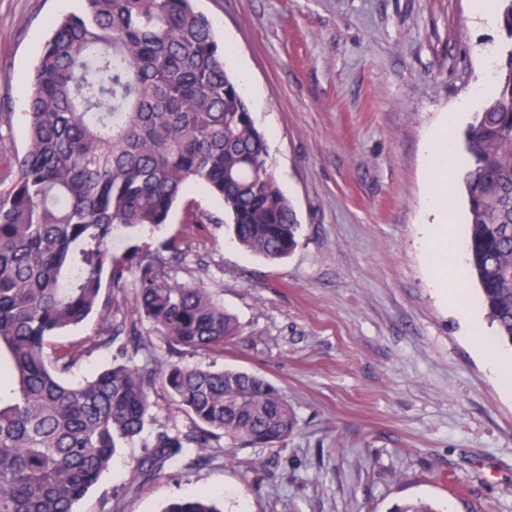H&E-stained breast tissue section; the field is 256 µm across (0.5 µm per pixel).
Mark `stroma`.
<instances>
[{
    "label": "stroma",
    "instance_id": "35a3bbf8",
    "mask_svg": "<svg viewBox=\"0 0 512 512\" xmlns=\"http://www.w3.org/2000/svg\"><path fill=\"white\" fill-rule=\"evenodd\" d=\"M471 0H195L233 52L229 65L269 163L301 226L288 257L242 249L224 208L200 185L185 201L215 221L167 224L115 241L117 253L177 239L178 282L208 288L240 325L223 355L178 362L237 369L273 383L295 426L274 448L192 452L140 487L132 467L162 432L195 423L162 383L145 431L126 443L76 512H162L211 492L223 512H512V394L470 337L496 336L474 277L466 328L435 288L420 243L436 191L424 157L447 118L457 132L483 107L473 96L503 42ZM81 0H0V175L27 136L26 97L41 46ZM467 111H460L462 102ZM125 338L81 357L78 383L112 363H142Z\"/></svg>",
    "mask_w": 512,
    "mask_h": 512
}]
</instances>
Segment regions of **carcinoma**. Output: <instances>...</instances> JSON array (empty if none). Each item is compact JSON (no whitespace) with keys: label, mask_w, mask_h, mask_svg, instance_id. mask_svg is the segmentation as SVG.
I'll use <instances>...</instances> for the list:
<instances>
[{"label":"carcinoma","mask_w":512,"mask_h":512,"mask_svg":"<svg viewBox=\"0 0 512 512\" xmlns=\"http://www.w3.org/2000/svg\"><path fill=\"white\" fill-rule=\"evenodd\" d=\"M501 5L496 89L465 132L462 182L468 261L499 337L512 345V0ZM27 99L17 175L0 190V512H75L122 444L151 418L159 379L196 423L160 433L131 484L194 448H273L295 425L280 391L241 370L157 359L118 363L79 384L66 376L86 353L131 337L118 294L134 275L131 312L168 348L224 353L239 326L215 296L173 280L148 255L118 256L124 231L158 227L193 183L224 204L240 246L269 261L298 246L290 200L267 164L268 145L224 63V45L194 0H83L42 50ZM97 336L44 355L46 340L89 314ZM163 512H221L209 495Z\"/></svg>","instance_id":"carcinoma-1"}]
</instances>
